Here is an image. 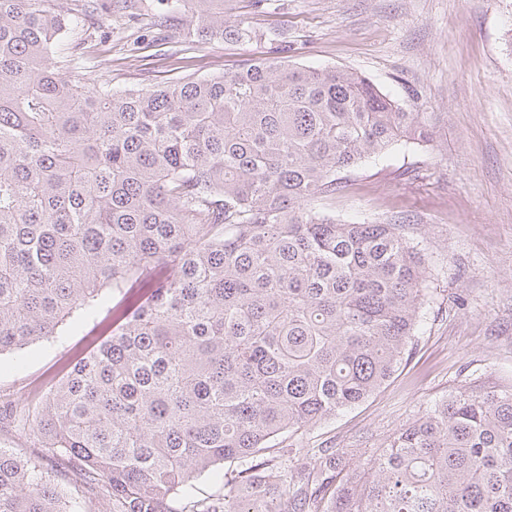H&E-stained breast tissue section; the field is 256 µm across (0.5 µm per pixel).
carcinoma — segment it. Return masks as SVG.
<instances>
[{"label": "carcinoma", "instance_id": "carcinoma-1", "mask_svg": "<svg viewBox=\"0 0 512 512\" xmlns=\"http://www.w3.org/2000/svg\"><path fill=\"white\" fill-rule=\"evenodd\" d=\"M0 0V355L112 308V334L27 413L91 496L0 447V512H512V385L465 386L363 460L288 448L410 355L427 272L401 225L323 207L435 121L367 77L276 59L151 89L87 85L103 7ZM190 42L250 40L224 0H160ZM224 494L182 506L219 465Z\"/></svg>", "mask_w": 512, "mask_h": 512}]
</instances>
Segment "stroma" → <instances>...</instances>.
<instances>
[{"label":"stroma","instance_id":"1","mask_svg":"<svg viewBox=\"0 0 512 512\" xmlns=\"http://www.w3.org/2000/svg\"><path fill=\"white\" fill-rule=\"evenodd\" d=\"M224 18L256 38L191 43L154 15L102 12L81 55L86 78L147 89L284 53L361 73L437 120L432 145L363 165L326 203L345 221L403 220L429 276L418 340L375 394L291 444L360 457L457 388L512 384V0H224ZM111 331V318L78 319L1 354L0 399L31 406Z\"/></svg>","mask_w":512,"mask_h":512}]
</instances>
